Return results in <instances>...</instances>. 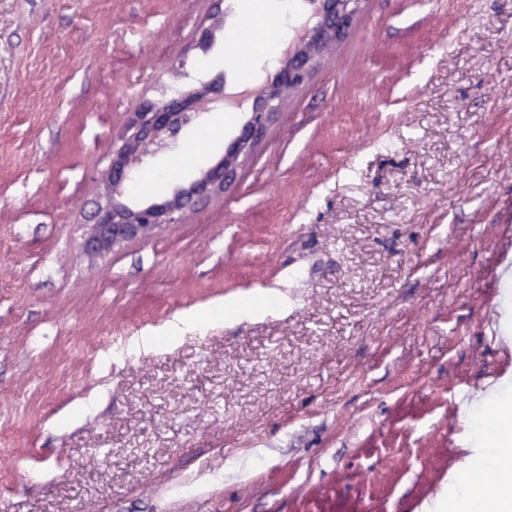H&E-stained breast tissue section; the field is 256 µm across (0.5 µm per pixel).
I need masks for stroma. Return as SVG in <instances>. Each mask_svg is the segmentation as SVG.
<instances>
[{
	"instance_id": "1",
	"label": "stroma",
	"mask_w": 512,
	"mask_h": 512,
	"mask_svg": "<svg viewBox=\"0 0 512 512\" xmlns=\"http://www.w3.org/2000/svg\"><path fill=\"white\" fill-rule=\"evenodd\" d=\"M239 0H0V512H421L470 392L512 410V0H364L234 183L104 256L143 101L276 65ZM216 108L127 186L191 182ZM272 306L136 353L203 305Z\"/></svg>"
}]
</instances>
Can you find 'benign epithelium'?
<instances>
[{"label": "benign epithelium", "instance_id": "benign-epithelium-1", "mask_svg": "<svg viewBox=\"0 0 512 512\" xmlns=\"http://www.w3.org/2000/svg\"><path fill=\"white\" fill-rule=\"evenodd\" d=\"M362 0H312L316 22L304 27L298 41L285 51L282 67L253 98L252 110L239 134L230 142L224 159L171 197L129 205L122 186L148 159L171 147L193 118L210 104L224 100V82L215 80L199 89L181 91L163 103L147 101L126 123L122 144L112 153L106 175L105 203L88 225L84 248L91 257L105 255L125 242L147 239L164 224H179L189 211L224 192L256 142L278 114L284 89L301 86L315 71L322 56L346 36L361 10Z\"/></svg>", "mask_w": 512, "mask_h": 512}]
</instances>
